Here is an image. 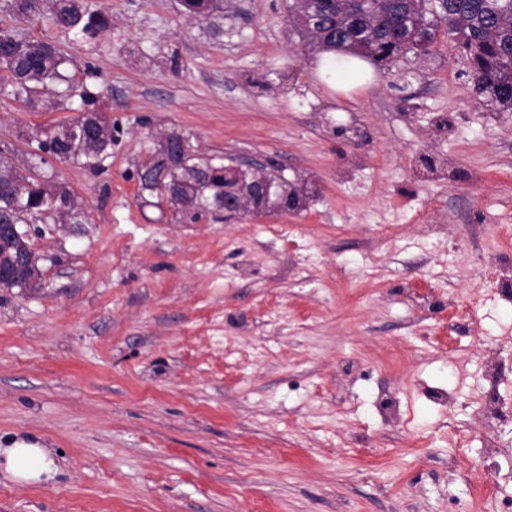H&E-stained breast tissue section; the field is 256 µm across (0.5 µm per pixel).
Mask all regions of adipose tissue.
Returning a JSON list of instances; mask_svg holds the SVG:
<instances>
[{"label": "adipose tissue", "mask_w": 512, "mask_h": 512, "mask_svg": "<svg viewBox=\"0 0 512 512\" xmlns=\"http://www.w3.org/2000/svg\"><path fill=\"white\" fill-rule=\"evenodd\" d=\"M0 469L9 480L21 485L52 481L59 472L49 449L22 439L0 448Z\"/></svg>", "instance_id": "ef3b65f1"}]
</instances>
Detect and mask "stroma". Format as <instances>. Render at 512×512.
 Returning a JSON list of instances; mask_svg holds the SVG:
<instances>
[{
    "mask_svg": "<svg viewBox=\"0 0 512 512\" xmlns=\"http://www.w3.org/2000/svg\"><path fill=\"white\" fill-rule=\"evenodd\" d=\"M112 156L51 161L89 212L30 225L39 289L0 288V443L57 456L0 475V512H496L512 498V112L449 40L337 89L288 0H96ZM180 72L165 63L171 52ZM0 95V151L65 119ZM263 165L306 208L197 220L141 194L164 133ZM468 360V376L459 364ZM219 0H180L182 13L188 21L200 22L210 19L220 12ZM482 416L486 425L493 424L505 413L512 415V405L506 404L493 391H488L481 400ZM4 459L6 479L16 484L47 483L56 478L59 466L48 448L25 440H14L7 448H0Z\"/></svg>",
    "mask_w": 512,
    "mask_h": 512,
    "instance_id": "stroma-1",
    "label": "stroma"
}]
</instances>
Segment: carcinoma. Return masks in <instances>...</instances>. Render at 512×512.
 <instances>
[{"label": "carcinoma", "instance_id": "cac0c4a2", "mask_svg": "<svg viewBox=\"0 0 512 512\" xmlns=\"http://www.w3.org/2000/svg\"><path fill=\"white\" fill-rule=\"evenodd\" d=\"M189 21L207 20L221 11L220 0H180ZM288 12L302 38L319 50L335 41L340 53L326 52V76L359 74L358 52L375 54L389 66L404 55L419 54V44L435 46L441 28L463 52L477 90L489 95L500 110L512 112V0H360L346 9L342 0H293ZM48 18L72 43L94 44L112 27L108 11L93 0H3L0 3V94L45 112L70 110L76 117L21 132L30 148L25 175L6 154H0L1 224H86L88 212L74 193L37 173L52 158L70 161L92 172L112 157V124L101 110L99 72L85 65L77 77L72 54L55 38L32 37L25 24ZM170 139L167 161L139 170L140 189L167 200L195 219L218 212L224 197L236 198L261 177L271 185L268 209L292 211L304 202V190L282 177L259 171L246 175L244 185L224 179V164L198 153L190 139L177 132ZM10 276L0 275V288L36 289L37 262L26 245L0 237V271L14 264Z\"/></svg>", "mask_w": 512, "mask_h": 512}]
</instances>
